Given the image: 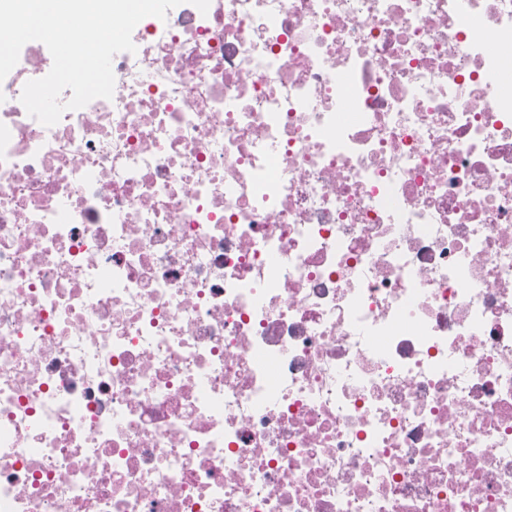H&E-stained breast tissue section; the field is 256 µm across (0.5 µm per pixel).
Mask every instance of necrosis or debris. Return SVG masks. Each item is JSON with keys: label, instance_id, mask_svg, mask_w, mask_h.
Segmentation results:
<instances>
[{"label": "necrosis or debris", "instance_id": "4bbe7bcc", "mask_svg": "<svg viewBox=\"0 0 512 512\" xmlns=\"http://www.w3.org/2000/svg\"><path fill=\"white\" fill-rule=\"evenodd\" d=\"M132 39L0 82V512H512V0Z\"/></svg>", "mask_w": 512, "mask_h": 512}]
</instances>
